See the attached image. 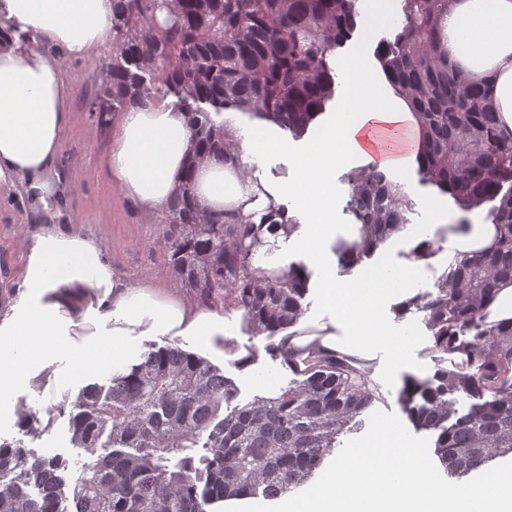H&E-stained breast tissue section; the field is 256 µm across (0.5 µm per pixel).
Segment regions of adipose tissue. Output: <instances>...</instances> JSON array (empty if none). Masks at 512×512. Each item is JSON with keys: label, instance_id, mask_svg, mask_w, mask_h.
Segmentation results:
<instances>
[{"label": "adipose tissue", "instance_id": "adipose-tissue-1", "mask_svg": "<svg viewBox=\"0 0 512 512\" xmlns=\"http://www.w3.org/2000/svg\"><path fill=\"white\" fill-rule=\"evenodd\" d=\"M0 16L9 22L8 32L0 34V183L24 180L37 207L50 191L46 176L69 123L72 86L60 60L85 57L105 40L112 0H0ZM22 33L37 37L41 48L22 45ZM445 33L449 61L465 76L490 78L500 129L512 135V0H453ZM347 74L349 100L319 117L315 140L297 155L287 178L260 177L243 166L245 154L287 150L265 123L244 139L231 133L232 147L223 160L190 164L187 113L156 98L128 105L107 166L119 188L148 212L165 205L186 179L206 216L229 213L256 222L295 201L305 222L262 228L253 260L257 279L287 274V260L269 252L273 242L287 241L323 273L324 313L301 317L289 328L285 348L304 357L346 355L367 373L391 372L404 344L379 330L381 308L386 301L404 300L416 274L439 256L429 247L431 235L424 234L413 238L410 261H364L336 279L337 242L358 252L368 235L361 225L337 223L333 182L340 169L417 167L420 127L407 100L376 77L364 56L348 63ZM389 126L405 129L413 147L381 158L366 140ZM431 210L436 226L448 229L449 260L497 247L499 228L479 210L466 212L471 226L465 232L449 230L447 208L435 203ZM23 248L18 299L0 318V415L14 414L18 387L47 390L61 381L62 344L89 373L105 357L120 360L141 336L195 338L212 356L247 357L227 327L223 305L186 298L173 288L132 286L113 270L100 241L77 225H40ZM383 348L389 356L379 366L375 359Z\"/></svg>", "mask_w": 512, "mask_h": 512}]
</instances>
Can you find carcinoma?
<instances>
[{
	"label": "carcinoma",
	"mask_w": 512,
	"mask_h": 512,
	"mask_svg": "<svg viewBox=\"0 0 512 512\" xmlns=\"http://www.w3.org/2000/svg\"><path fill=\"white\" fill-rule=\"evenodd\" d=\"M452 0H402L393 39L377 49L387 80L410 101L424 130L420 182L463 209L486 208L502 228L492 253L458 261L425 297L396 312L424 313L438 368L408 378L397 402L413 425L437 434L448 476L462 478L512 453V328L486 322L499 280L512 279V137L501 133L488 82L448 63L443 21ZM166 12L165 24L157 15ZM357 0H113L112 34L123 60L95 111L163 94L192 116V152L224 154L225 112H241L300 138L334 98L330 54L356 24ZM349 213L381 244L406 226L413 205L379 170L349 175ZM260 223L235 215L204 220L185 182L165 206L172 273L204 302L243 311L255 333L274 336L303 316L307 276L256 279ZM465 364L443 366L461 337ZM304 379L275 398L256 396L224 414L238 393L217 366L177 346L150 348L109 384L90 383L72 402L70 442L94 460L77 479L60 458L0 444V512H209L226 499H276L320 467L350 423L382 399L350 358L284 354ZM471 401L466 412L455 408ZM110 451L98 453L101 438Z\"/></svg>",
	"instance_id": "cac0c4a2"
}]
</instances>
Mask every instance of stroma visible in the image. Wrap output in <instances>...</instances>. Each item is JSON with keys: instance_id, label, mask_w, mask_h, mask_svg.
<instances>
[{"instance_id": "1", "label": "stroma", "mask_w": 512, "mask_h": 512, "mask_svg": "<svg viewBox=\"0 0 512 512\" xmlns=\"http://www.w3.org/2000/svg\"><path fill=\"white\" fill-rule=\"evenodd\" d=\"M390 18L387 24L373 25L372 0H358L357 26L351 36L337 46L332 62L336 67V102H343L348 93L346 63L366 45H379L392 38L394 26L402 18L401 0H389ZM117 57L113 39H106L87 57L66 60L62 69L66 79L75 85L70 101V121L63 145L48 176L51 193L46 204L33 208L21 184L0 186V306L9 307L16 299V282L24 263L22 241L37 224L79 223L83 230L100 239L113 269L131 285L146 281L156 285H172V274L166 251L167 224L162 212H146L110 180L106 158L118 129L120 112L102 116L93 112L92 104L100 94L108 70ZM414 201L406 214L409 229L427 226L431 222L429 198L432 186L421 184L417 172L395 174ZM231 332L240 347L253 353L256 364L251 373L240 370L231 359L218 360L226 377L239 389V403L251 401L258 393V382H273L278 389L296 385L300 377L271 356L267 350L268 336L251 332L239 310L226 311ZM381 329L394 338L414 337V344L404 353L403 363L394 374L380 375L376 384L382 399L376 409L400 413L397 395L405 378H430L438 367L437 356L429 349V332L423 316L411 312L397 316L392 305L381 313ZM58 367L64 374L58 386L20 390L15 402L39 413L43 422L38 430L17 427L7 417H0V442H8L45 456L57 455L68 465L71 477H78L91 457L70 443L69 417L73 400L79 390L91 381L79 372L75 353L60 347Z\"/></svg>"}]
</instances>
